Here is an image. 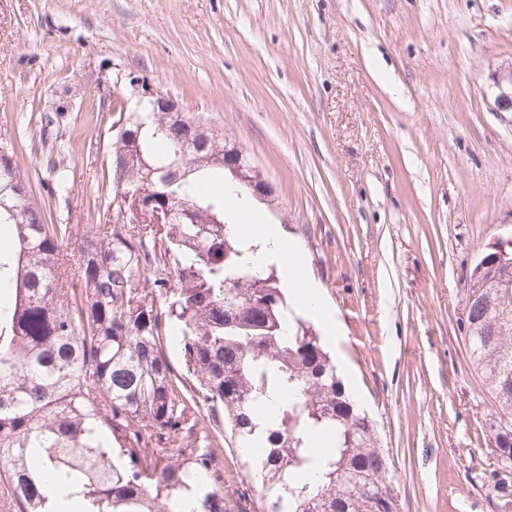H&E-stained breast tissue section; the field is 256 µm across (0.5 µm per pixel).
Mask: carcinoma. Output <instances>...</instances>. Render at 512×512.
<instances>
[{
	"mask_svg": "<svg viewBox=\"0 0 512 512\" xmlns=\"http://www.w3.org/2000/svg\"><path fill=\"white\" fill-rule=\"evenodd\" d=\"M130 139L113 136L112 196L138 186L193 219L114 224L83 234L49 224L0 148V484L16 512H58L51 496L77 491L83 512H225L224 426L247 448L244 467L262 512H401L373 421L346 391L313 324H288L274 265L258 268L233 234L224 137L186 146L188 175L163 184L178 133L158 112L137 113ZM156 294L164 306L147 300ZM461 327L499 414L512 415V288L470 277ZM180 337L186 375L163 337ZM276 417L257 435L270 393ZM224 413V420L217 413ZM330 432L322 453L311 437ZM178 449H173L172 444Z\"/></svg>",
	"mask_w": 512,
	"mask_h": 512,
	"instance_id": "carcinoma-1",
	"label": "carcinoma"
}]
</instances>
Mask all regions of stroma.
I'll list each match as a JSON object with an SVG mask.
<instances>
[{
    "instance_id": "1",
    "label": "stroma",
    "mask_w": 512,
    "mask_h": 512,
    "mask_svg": "<svg viewBox=\"0 0 512 512\" xmlns=\"http://www.w3.org/2000/svg\"><path fill=\"white\" fill-rule=\"evenodd\" d=\"M512 0H0V143L52 224L109 202L116 84L146 78L250 159L334 310L326 347L402 512H512L495 401L459 325L512 240ZM64 166L69 192L55 191ZM228 512H259L224 447Z\"/></svg>"
}]
</instances>
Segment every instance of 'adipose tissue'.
<instances>
[{
	"instance_id": "1",
	"label": "adipose tissue",
	"mask_w": 512,
	"mask_h": 512,
	"mask_svg": "<svg viewBox=\"0 0 512 512\" xmlns=\"http://www.w3.org/2000/svg\"><path fill=\"white\" fill-rule=\"evenodd\" d=\"M248 206L247 200L235 201L233 212L237 222L232 227L233 233L244 248L253 250L258 261L277 263L283 283L291 296V309L294 313H305L323 323H330L331 310L324 303L320 288L309 282H301L299 272L303 267V259L291 250L280 225L257 223Z\"/></svg>"
}]
</instances>
